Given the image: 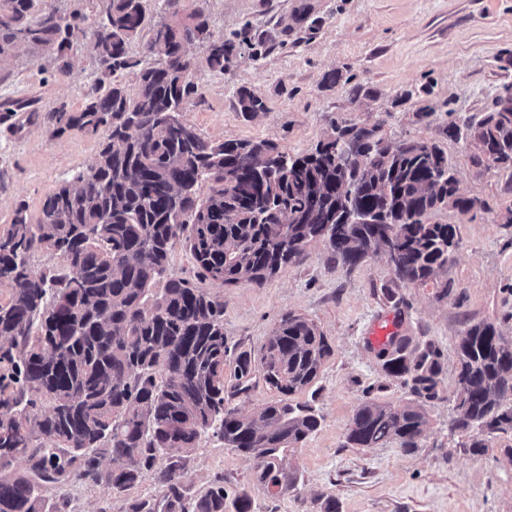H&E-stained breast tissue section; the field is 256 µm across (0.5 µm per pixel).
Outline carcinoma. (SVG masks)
<instances>
[{
	"instance_id": "cac0c4a2",
	"label": "carcinoma",
	"mask_w": 512,
	"mask_h": 512,
	"mask_svg": "<svg viewBox=\"0 0 512 512\" xmlns=\"http://www.w3.org/2000/svg\"><path fill=\"white\" fill-rule=\"evenodd\" d=\"M40 0H0V62L21 43L48 50L71 69L70 52L84 42L101 77L81 109L62 105L47 116L50 137L78 129L100 138L83 171L48 194L38 223L19 205L0 234V467L17 457L23 474L0 471V512H58L45 484L105 485L121 494L150 479L161 498L134 499L126 512H254L246 495L229 498L217 479L186 497L184 463L202 434L252 462L251 478L277 499L298 483L290 453L319 429L316 409L292 399L319 377L332 346L313 321L285 313L259 353L224 336V299L171 268L178 242L200 274L224 286L261 288L283 268L302 262L324 242L351 267L381 251L389 225L396 277L425 284L455 258L457 227L432 221L452 209L467 215L480 202L458 193L446 152L436 143L390 145L380 126L336 127L308 153L290 154L271 140L213 142L190 123L165 119L188 111L198 95L188 46L207 47L209 68L224 71L248 36L215 42L209 15L182 0H103L96 25L75 8L66 14ZM147 34L142 61L129 46ZM137 70L136 88L116 75ZM239 112L266 110L249 88L237 92ZM448 136L482 145L488 170L512 171V112L491 110L476 122L453 124ZM353 209L375 224H346ZM39 251L57 262L30 267ZM492 322L467 327L457 356L456 417L464 447L480 452L499 433H512V347ZM386 375L414 400L400 409L365 397L353 414L345 446L376 448L390 438L413 452L439 399L441 352L392 336L378 352ZM231 367L225 380V367ZM279 394L255 414L231 405L257 380Z\"/></svg>"
}]
</instances>
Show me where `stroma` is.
I'll return each instance as SVG.
<instances>
[{"mask_svg":"<svg viewBox=\"0 0 512 512\" xmlns=\"http://www.w3.org/2000/svg\"><path fill=\"white\" fill-rule=\"evenodd\" d=\"M203 6L214 37L245 28L264 41L260 48L241 45L221 72L207 66L205 45H190L200 95L185 118L204 138L269 139L305 153L335 126L378 124L391 142L439 144L482 207L436 214L437 222L456 225L459 248L447 270L424 285L397 280L381 259L344 266L315 242L302 263L263 287L228 288L200 279L190 253L175 248L173 270L223 296L230 344L260 351L281 316L293 312L313 320L333 348L314 385L298 396L322 422L291 454L297 490L267 498L250 480V461L205 437L185 464L188 494L206 491L220 477L226 489L249 493L254 512H317L316 500L326 494L336 497L339 512H512V434L475 453L450 429L457 346L466 326L490 320L512 339V172L476 165L465 142L446 134L450 123L479 119L512 84V0H204ZM71 64L69 75H59L53 54L20 46L0 65V113L13 114L0 123V232L22 203L37 223L45 196L98 152L96 136L47 133V113L62 104L78 110L101 73L83 49L73 51ZM332 71L339 80L324 83ZM352 83L372 88L374 98L351 102ZM243 86L266 105L249 121L237 108ZM423 106L431 113L420 121L414 113ZM386 315L400 335L434 343L442 353L441 399L429 406L430 425L412 453L394 440L378 448L343 445L365 396L396 407L411 398L385 375L377 348L365 340L369 326ZM43 495L53 504L66 501L65 512H125L128 501L161 491L149 480L120 495L71 482L47 486Z\"/></svg>","mask_w":512,"mask_h":512,"instance_id":"stroma-1","label":"stroma"}]
</instances>
